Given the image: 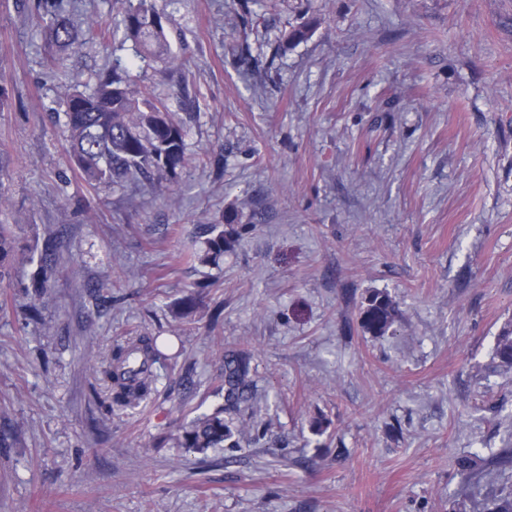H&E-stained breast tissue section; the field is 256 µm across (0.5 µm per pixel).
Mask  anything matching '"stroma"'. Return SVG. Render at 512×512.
I'll use <instances>...</instances> for the list:
<instances>
[{
	"mask_svg": "<svg viewBox=\"0 0 512 512\" xmlns=\"http://www.w3.org/2000/svg\"><path fill=\"white\" fill-rule=\"evenodd\" d=\"M196 97L169 196L89 188L66 157L61 83L89 90L131 44L112 0H72L80 49L47 65L38 18L0 0V220L60 244L0 286V512H487L512 465V0H169ZM321 23L280 50L287 24ZM249 44L256 67L235 48ZM232 250L190 266L201 227ZM83 287H74L73 278ZM108 282L102 295L92 285ZM203 291L184 320L175 303ZM399 316L365 330L368 298ZM139 331L176 359L139 408L109 410L93 364ZM253 355L258 414L207 454L156 447L222 401Z\"/></svg>",
	"mask_w": 512,
	"mask_h": 512,
	"instance_id": "obj_1",
	"label": "stroma"
}]
</instances>
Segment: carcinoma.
<instances>
[{"mask_svg": "<svg viewBox=\"0 0 512 512\" xmlns=\"http://www.w3.org/2000/svg\"><path fill=\"white\" fill-rule=\"evenodd\" d=\"M35 13L42 23L48 49L68 51L79 45L78 35L66 18L63 0H34ZM112 27L97 26L103 37L132 42L137 58L144 63L167 60L168 78L173 94L190 109L195 98L181 75L183 62L174 55L165 28L167 15L155 0H114ZM314 23L306 22L284 31L281 46L301 42L313 32ZM65 126L67 157L70 168L91 188L101 184L122 186L132 181H146L163 188L172 181L186 160L187 131L183 122L171 116L165 99L151 94L139 83L130 65L117 58L112 68L96 76L92 89L81 92L65 90ZM19 224H0V284L8 283L14 272L17 254L37 263L42 278L39 296L46 297L53 288L58 269L52 263L56 245L48 240L43 247L26 241ZM204 247L187 259L202 266L215 264L233 245L232 233L222 224H207ZM397 309L386 293H375L364 311L363 327L383 335L394 323ZM495 355L505 366H512V333L498 338ZM160 359L156 338L130 334L125 343H117L105 376L112 383V403L134 408L154 390L158 374L154 364ZM251 356L245 351L224 357V404L209 413L195 416L182 431L163 439L162 444L179 451L205 454L222 448L234 436L224 414L248 399L252 380Z\"/></svg>", "mask_w": 512, "mask_h": 512, "instance_id": "carcinoma-1", "label": "carcinoma"}]
</instances>
